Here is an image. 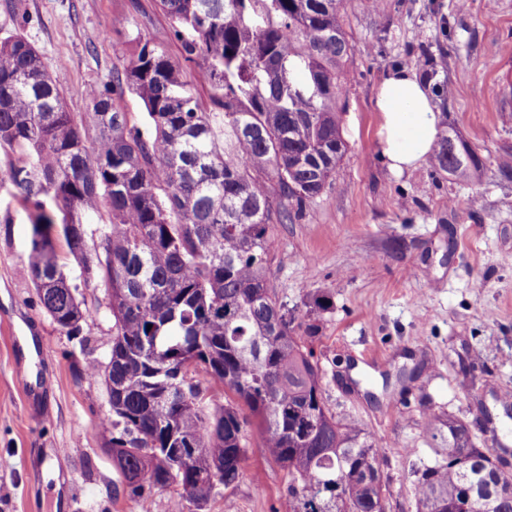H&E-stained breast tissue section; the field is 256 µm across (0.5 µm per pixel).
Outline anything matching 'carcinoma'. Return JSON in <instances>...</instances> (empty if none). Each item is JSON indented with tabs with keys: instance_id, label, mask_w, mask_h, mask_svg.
Returning a JSON list of instances; mask_svg holds the SVG:
<instances>
[{
	"instance_id": "cac0c4a2",
	"label": "carcinoma",
	"mask_w": 512,
	"mask_h": 512,
	"mask_svg": "<svg viewBox=\"0 0 512 512\" xmlns=\"http://www.w3.org/2000/svg\"><path fill=\"white\" fill-rule=\"evenodd\" d=\"M180 48L173 59L140 34L112 84L67 110L38 51L0 39V149L28 214V266L39 301L71 334L94 310L61 271L55 237L107 290L112 358L88 370L112 386L101 431L136 505L145 491L181 487L196 512L239 478L257 426L288 474L274 512H386L384 457L355 420L323 398L309 344L319 326L297 321L270 284L277 228L299 217L336 175L347 144L339 101L350 45V0H159ZM193 63L210 88L203 107L183 78ZM147 121L129 122L124 91ZM436 170L481 171L457 133L432 151ZM106 210L87 250V213ZM193 364L242 405H210ZM439 458L414 471L416 512H512V478L465 424L434 419ZM191 446L188 460L176 449Z\"/></svg>"
}]
</instances>
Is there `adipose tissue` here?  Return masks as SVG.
<instances>
[{"label": "adipose tissue", "mask_w": 512, "mask_h": 512, "mask_svg": "<svg viewBox=\"0 0 512 512\" xmlns=\"http://www.w3.org/2000/svg\"><path fill=\"white\" fill-rule=\"evenodd\" d=\"M373 109L377 136L393 173L416 168L431 154L442 116L424 82L411 70L391 71L378 84Z\"/></svg>", "instance_id": "1"}]
</instances>
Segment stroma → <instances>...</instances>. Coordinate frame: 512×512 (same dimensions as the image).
<instances>
[{"label": "stroma", "instance_id": "1", "mask_svg": "<svg viewBox=\"0 0 512 512\" xmlns=\"http://www.w3.org/2000/svg\"><path fill=\"white\" fill-rule=\"evenodd\" d=\"M126 19L116 34L115 18ZM351 54L341 98L346 155L332 185L300 218L279 225L270 280L299 319L318 324L314 355L323 396L378 442L387 512H416L415 466L439 447L427 424L453 417L485 431L480 406L512 448V418L492 397L512 392V110L491 60L512 52V0H351ZM169 21L156 0H0V39L22 34L63 91L69 111L89 109L87 90L128 64L130 38L165 47ZM423 77L443 116L476 150L478 178L435 173L430 163L397 175L378 145L372 100L395 67ZM31 226L13 187L0 181V512H137L98 429L111 413L103 376L112 315L104 288L85 285L64 242L56 251L76 296L95 315L59 330L41 307L28 263ZM322 296L321 311L313 300ZM43 337L46 364L32 363L49 396L24 397L11 330ZM62 456H54V449ZM288 477L258 430L242 473L206 512H272Z\"/></svg>", "mask_w": 512, "mask_h": 512}]
</instances>
